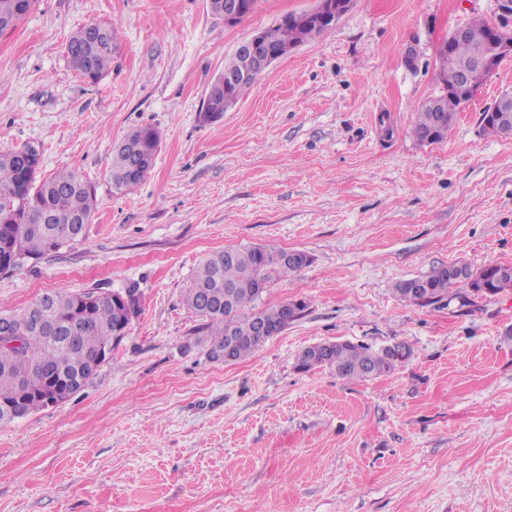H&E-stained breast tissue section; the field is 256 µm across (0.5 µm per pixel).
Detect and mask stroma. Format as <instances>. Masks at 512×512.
Instances as JSON below:
<instances>
[{
	"label": "stroma",
	"instance_id": "obj_1",
	"mask_svg": "<svg viewBox=\"0 0 512 512\" xmlns=\"http://www.w3.org/2000/svg\"><path fill=\"white\" fill-rule=\"evenodd\" d=\"M317 5L257 0L227 25L207 0H36L0 33V151L38 144L42 177L96 191L79 237L0 275V312L59 289L141 300L81 392L0 425V512H512V288L428 306L395 291L440 265H512V139L480 126L512 55L448 139L410 132L442 92L438 46L473 18L500 25L497 0H354L201 118L240 42ZM91 22L115 36L95 83L66 55ZM145 125L155 164L114 193L112 148ZM252 245L311 256L256 303L305 308L246 360L212 359L193 274ZM323 341L413 354L366 381L298 371Z\"/></svg>",
	"mask_w": 512,
	"mask_h": 512
}]
</instances>
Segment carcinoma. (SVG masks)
<instances>
[{
	"mask_svg": "<svg viewBox=\"0 0 512 512\" xmlns=\"http://www.w3.org/2000/svg\"><path fill=\"white\" fill-rule=\"evenodd\" d=\"M35 0H0V23L16 26L32 10ZM332 25L300 24L283 17L265 29L266 36L282 47L299 44L330 31ZM112 28L93 23L77 29L67 45L72 68L84 78L98 80L108 69L114 49ZM478 51L475 43L452 40L439 46L437 59L444 84L443 94L427 100L415 113L412 132L417 140L444 141L455 125L460 107L466 100L451 91L461 73ZM252 75L239 80L224 93L209 100L212 109L224 108V99L236 102L255 82L261 70L247 57L234 53L225 63L223 73ZM160 145L159 132L140 126L115 146L110 159L112 189L124 193L139 185L153 168ZM92 185L71 170H61L40 178V167L25 163L19 151L0 152V225L8 232L0 234V252L15 246L26 255L38 258L60 250L73 229L83 230L95 210ZM312 258L296 251L263 247H228L207 255L197 267L187 303L208 320L209 355L229 352L230 360L248 357L266 340L259 324L284 328L291 308L303 309L302 303L284 302L274 307L256 309L254 303L271 283L280 277L310 265ZM457 277L450 279L449 266L435 267L421 278L396 285V292L412 305H435L449 295L451 287L463 284L475 295L494 296L512 288V265H488L482 268L483 280L473 278L467 265H455ZM81 294L58 290L48 294L46 309L49 325L33 326L29 316L37 301L8 315L25 328L20 346L0 344V406L13 402L25 386H36L50 371L58 378L74 379L87 385L95 376L96 354L112 346L114 336L127 333L131 322L121 314L112 295H98L91 307L80 305ZM412 354L411 347L396 343L380 349L348 341L329 342L324 348L308 346L297 356L296 368L308 372L328 368L347 380H370L389 373Z\"/></svg>",
	"mask_w": 512,
	"mask_h": 512,
	"instance_id": "1",
	"label": "carcinoma"
}]
</instances>
